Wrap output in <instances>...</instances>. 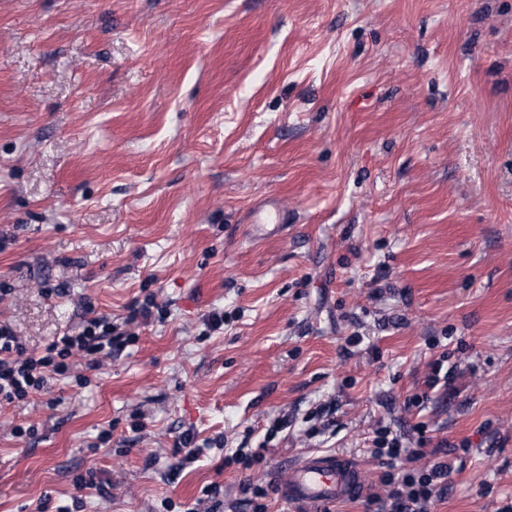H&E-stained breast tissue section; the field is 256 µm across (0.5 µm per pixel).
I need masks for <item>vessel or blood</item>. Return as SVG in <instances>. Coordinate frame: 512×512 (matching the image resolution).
I'll use <instances>...</instances> for the list:
<instances>
[{"mask_svg":"<svg viewBox=\"0 0 512 512\" xmlns=\"http://www.w3.org/2000/svg\"><path fill=\"white\" fill-rule=\"evenodd\" d=\"M288 212L272 198L254 214L251 233L261 238L267 229H284ZM277 490L293 512H321L322 508L362 496L366 480L362 469L347 458L332 453H311L291 461Z\"/></svg>","mask_w":512,"mask_h":512,"instance_id":"1","label":"vessel or blood"}]
</instances>
